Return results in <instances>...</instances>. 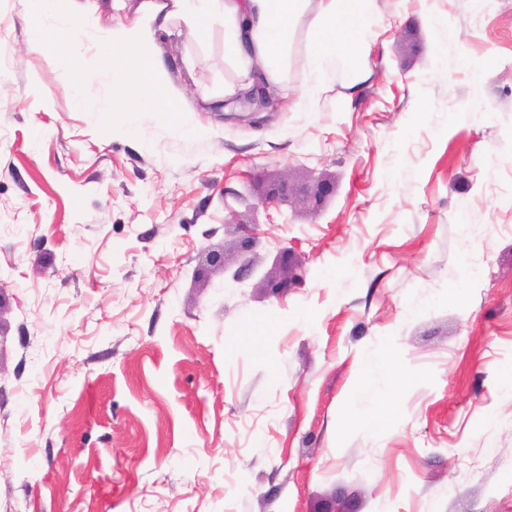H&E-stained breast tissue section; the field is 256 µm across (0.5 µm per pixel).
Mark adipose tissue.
<instances>
[{"mask_svg":"<svg viewBox=\"0 0 512 512\" xmlns=\"http://www.w3.org/2000/svg\"><path fill=\"white\" fill-rule=\"evenodd\" d=\"M27 44L33 51L49 47L65 50L72 77L68 94L73 108L88 111L93 90L101 79L112 86L113 100L129 101L137 112H163L172 134L189 129L179 119L176 98L144 97L146 89L164 84L166 73L154 52L157 30H169L175 19L186 21L195 33L205 34L215 15L224 18V40L232 46L240 68L253 71L275 61L288 32L302 16L306 0H144L140 17L118 25L110 34L74 21L73 11H58L54 0H21ZM367 0H319L318 24L310 47L311 82L294 101L297 110L325 90L323 76L336 62H350L363 48L369 23Z\"/></svg>","mask_w":512,"mask_h":512,"instance_id":"ef3b65f1","label":"adipose tissue"}]
</instances>
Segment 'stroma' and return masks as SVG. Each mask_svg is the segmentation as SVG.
Returning <instances> with one entry per match:
<instances>
[{
    "instance_id": "35a3bbf8",
    "label": "stroma",
    "mask_w": 512,
    "mask_h": 512,
    "mask_svg": "<svg viewBox=\"0 0 512 512\" xmlns=\"http://www.w3.org/2000/svg\"><path fill=\"white\" fill-rule=\"evenodd\" d=\"M316 8L260 112L223 18L157 36L179 137L0 0V512H512V0H369L299 112ZM250 112L267 109L272 98L263 79L255 77L251 86L237 99ZM363 366V376L370 379L376 376L387 377L390 382L394 381L392 366L385 358L375 351L364 354L361 358Z\"/></svg>"
}]
</instances>
